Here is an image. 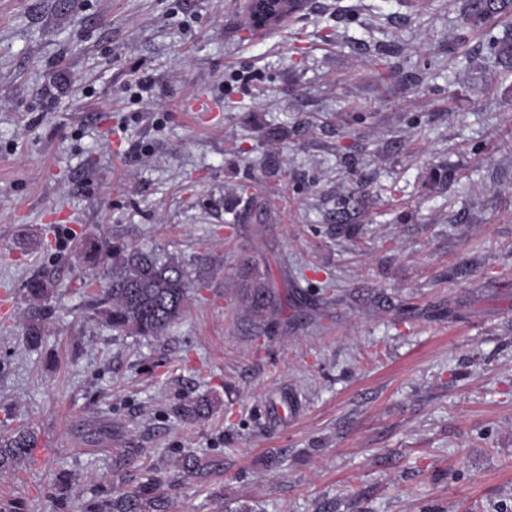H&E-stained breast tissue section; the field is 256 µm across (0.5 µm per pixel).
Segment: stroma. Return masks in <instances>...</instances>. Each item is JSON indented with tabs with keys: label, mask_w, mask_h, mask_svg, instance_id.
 Listing matches in <instances>:
<instances>
[{
	"label": "stroma",
	"mask_w": 512,
	"mask_h": 512,
	"mask_svg": "<svg viewBox=\"0 0 512 512\" xmlns=\"http://www.w3.org/2000/svg\"><path fill=\"white\" fill-rule=\"evenodd\" d=\"M464 0H0V501L73 512L219 461L173 512H512V70ZM253 182L277 205L235 198ZM92 237L219 263L166 336H116ZM285 304L255 337L253 271ZM55 280L41 347L22 288ZM182 395L208 396L185 422ZM133 465L117 466L127 449ZM256 1V2H255ZM267 1L275 0H249L247 1V19L250 24L258 27H273L277 23H281L282 18L288 11V6H284L281 9L275 11L269 9ZM251 5L252 8L250 7ZM211 402L208 398L197 396L180 400L173 408L175 416L186 421H196L206 418L211 412ZM37 438L29 428H19L0 436V472L16 469L32 456Z\"/></svg>",
	"instance_id": "1"
}]
</instances>
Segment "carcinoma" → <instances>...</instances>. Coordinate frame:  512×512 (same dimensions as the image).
<instances>
[{
	"label": "carcinoma",
	"instance_id": "cac0c4a2",
	"mask_svg": "<svg viewBox=\"0 0 512 512\" xmlns=\"http://www.w3.org/2000/svg\"><path fill=\"white\" fill-rule=\"evenodd\" d=\"M465 15L476 27L492 19L512 22V0H466ZM489 54L512 62V41L490 42ZM80 248L93 259L104 251L112 256V280L97 299L95 315L121 336L166 335L183 319L194 294L204 287L210 269L206 255L185 260L152 249L95 241L84 242ZM53 294L54 282L48 276H33L25 283L23 331L26 344L32 348L42 344L55 318ZM243 301L255 332L262 335L271 328L272 316L281 308L278 289L258 274L246 285ZM172 412L186 421L201 420L210 414L211 402L203 396L183 399ZM36 445L37 438L27 428L0 436V472L24 465ZM218 466V461L187 449L174 463V474L155 467L134 484L88 500L81 512H171L169 488L187 478L205 479Z\"/></svg>",
	"mask_w": 512,
	"mask_h": 512
}]
</instances>
